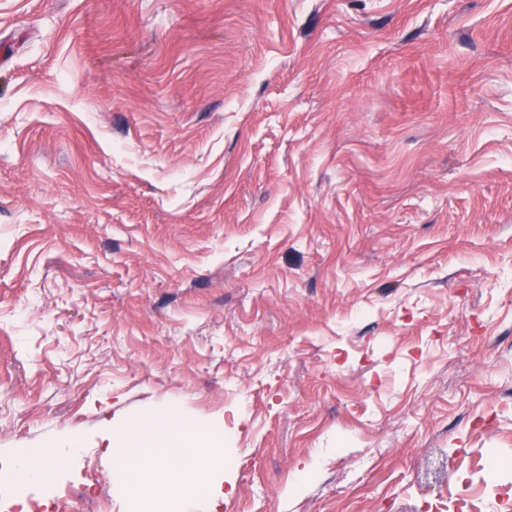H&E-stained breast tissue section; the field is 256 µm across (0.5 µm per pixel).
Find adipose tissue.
<instances>
[{
  "mask_svg": "<svg viewBox=\"0 0 512 512\" xmlns=\"http://www.w3.org/2000/svg\"><path fill=\"white\" fill-rule=\"evenodd\" d=\"M162 420L166 425L180 428L182 446L178 451L134 457L127 449L145 439L146 429L138 423L112 429V465L127 481L130 496L152 499L162 488L180 484L190 487L195 500L213 503L223 499L224 472L231 464L230 458L225 455L223 445L200 448L195 444L196 438H211L222 433L221 422H210L192 432L183 429V418L174 408L168 409Z\"/></svg>",
  "mask_w": 512,
  "mask_h": 512,
  "instance_id": "obj_1",
  "label": "adipose tissue"
}]
</instances>
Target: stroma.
<instances>
[{
	"label": "stroma",
	"mask_w": 512,
	"mask_h": 512,
	"mask_svg": "<svg viewBox=\"0 0 512 512\" xmlns=\"http://www.w3.org/2000/svg\"><path fill=\"white\" fill-rule=\"evenodd\" d=\"M150 407L195 512H512V0H0V512H161ZM168 426H176L181 432L182 448L176 452L160 451L148 457L126 454L130 445L143 441L147 435L140 423L112 428V465L122 474L129 485L127 496L140 499L155 498L169 484L187 485L197 502L224 501V470L232 460L224 454L223 445L196 448L195 436L214 439L223 433L220 421H212L206 427L189 431L182 427L183 418L175 408L168 409L162 417Z\"/></svg>",
	"instance_id": "1"
}]
</instances>
